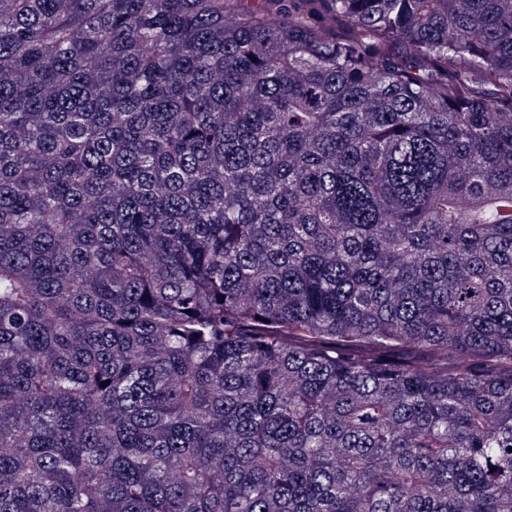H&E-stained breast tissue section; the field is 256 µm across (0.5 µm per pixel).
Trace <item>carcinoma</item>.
Returning <instances> with one entry per match:
<instances>
[{"instance_id":"obj_1","label":"carcinoma","mask_w":512,"mask_h":512,"mask_svg":"<svg viewBox=\"0 0 512 512\" xmlns=\"http://www.w3.org/2000/svg\"><path fill=\"white\" fill-rule=\"evenodd\" d=\"M0 512H512V0H0Z\"/></svg>"}]
</instances>
